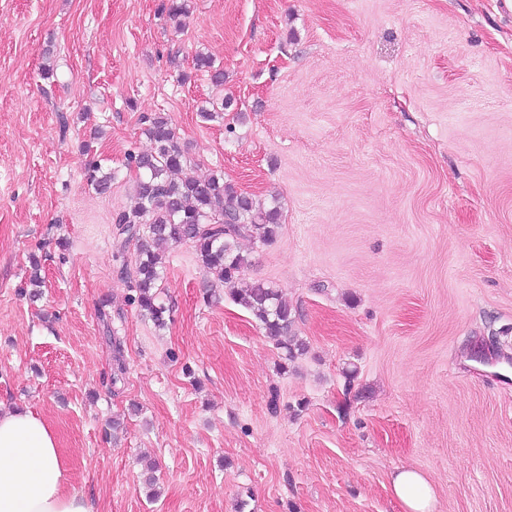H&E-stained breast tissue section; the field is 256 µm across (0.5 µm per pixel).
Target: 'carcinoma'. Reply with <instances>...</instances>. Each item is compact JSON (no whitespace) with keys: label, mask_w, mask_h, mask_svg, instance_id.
<instances>
[{"label":"carcinoma","mask_w":512,"mask_h":512,"mask_svg":"<svg viewBox=\"0 0 512 512\" xmlns=\"http://www.w3.org/2000/svg\"><path fill=\"white\" fill-rule=\"evenodd\" d=\"M194 66L209 74L213 84H224V70L214 66L210 56L199 53ZM145 133L153 141L149 153L130 156L138 171L134 204L118 211L112 218L124 243L134 245L136 260L119 269L122 279L135 292L132 300L154 324L167 325L169 308L158 299L164 278L165 259L158 251L161 244L190 242L207 274L225 283H234L248 257L238 240L253 237L266 244L280 230V210L274 205L263 208L237 192L216 172L206 178L196 177L187 165L182 148L169 118L161 113L146 118ZM88 185L99 194L110 191L117 172L105 171L98 163L86 167ZM233 299L249 310L262 325L265 335L285 351V359L294 360L306 350V344L292 336L295 315L280 293L257 281L232 293Z\"/></svg>","instance_id":"cac0c4a2"}]
</instances>
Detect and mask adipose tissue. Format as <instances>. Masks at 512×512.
I'll return each mask as SVG.
<instances>
[{"label":"adipose tissue","mask_w":512,"mask_h":512,"mask_svg":"<svg viewBox=\"0 0 512 512\" xmlns=\"http://www.w3.org/2000/svg\"><path fill=\"white\" fill-rule=\"evenodd\" d=\"M391 485L406 512H433L432 490L416 469H399ZM0 512H93L70 484L54 431L27 407L0 414Z\"/></svg>","instance_id":"1"}]
</instances>
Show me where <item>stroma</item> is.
I'll list each match as a JSON object with an SVG mask.
<instances>
[{"mask_svg":"<svg viewBox=\"0 0 512 512\" xmlns=\"http://www.w3.org/2000/svg\"><path fill=\"white\" fill-rule=\"evenodd\" d=\"M188 3L0 0V410L40 412L94 512H403L404 466L434 512H512V9ZM154 113L196 175L278 195L240 280L290 304L289 367L192 244L166 327L132 304L112 216ZM86 180L88 185L99 194L108 193L112 187V183L117 178V172L104 171L102 166L98 163H90L86 167ZM394 496L405 512H433V493L425 477L416 469H399L391 480Z\"/></svg>","mask_w":512,"mask_h":512,"instance_id":"obj_1","label":"stroma"}]
</instances>
